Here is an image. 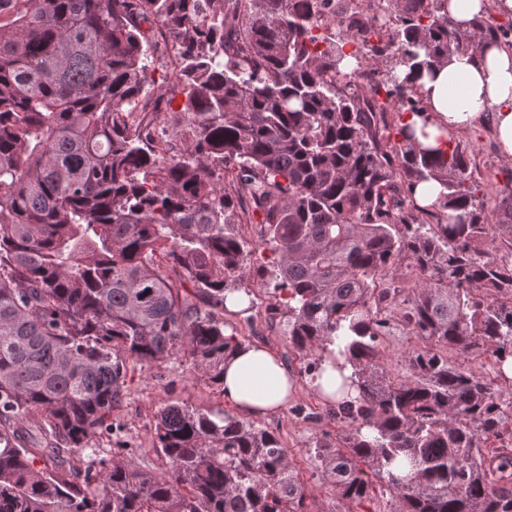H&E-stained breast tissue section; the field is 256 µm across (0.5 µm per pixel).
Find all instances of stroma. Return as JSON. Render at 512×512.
I'll return each instance as SVG.
<instances>
[{
	"instance_id": "1",
	"label": "stroma",
	"mask_w": 512,
	"mask_h": 512,
	"mask_svg": "<svg viewBox=\"0 0 512 512\" xmlns=\"http://www.w3.org/2000/svg\"><path fill=\"white\" fill-rule=\"evenodd\" d=\"M464 139L476 195L486 209H493L502 197L512 194V160L500 156L488 120L477 121L466 128ZM260 220L259 214H249L239 224L238 231L249 246L246 264L252 271L244 287L250 298L261 300L262 305L245 312H225L224 328L236 331L242 343L269 347L293 374L296 392L288 404L274 414L256 419L255 424L274 431L281 438L301 482L313 490L318 512H340V497L335 487L319 475L312 446L317 439L332 441L344 435L346 427L331 417L330 402L316 396L313 376L289 343L285 322L265 310L266 305L275 300V289L270 277L263 274L272 260V253L260 241ZM416 343V337L398 325L389 335L381 337L384 366L390 376L407 377L405 355ZM173 403H185L215 413L226 408L222 394L201 380L184 358H171L152 369L129 364L123 401L112 412L116 432L97 438V445L135 449L138 465L158 469L160 461L154 449L153 425L158 411Z\"/></svg>"
}]
</instances>
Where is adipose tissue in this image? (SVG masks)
Instances as JSON below:
<instances>
[{"instance_id": "ef3b65f1", "label": "adipose tissue", "mask_w": 512, "mask_h": 512, "mask_svg": "<svg viewBox=\"0 0 512 512\" xmlns=\"http://www.w3.org/2000/svg\"><path fill=\"white\" fill-rule=\"evenodd\" d=\"M418 83L436 116L431 136H438L440 126L468 127L486 116L501 156L512 158L511 47L499 41L475 55H454ZM293 385L292 375L266 346L239 345L224 359V400L238 411L253 416L275 413L287 404Z\"/></svg>"}]
</instances>
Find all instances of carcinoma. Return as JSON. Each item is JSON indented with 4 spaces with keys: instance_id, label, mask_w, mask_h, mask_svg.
Masks as SVG:
<instances>
[{
    "instance_id": "1",
    "label": "carcinoma",
    "mask_w": 512,
    "mask_h": 512,
    "mask_svg": "<svg viewBox=\"0 0 512 512\" xmlns=\"http://www.w3.org/2000/svg\"><path fill=\"white\" fill-rule=\"evenodd\" d=\"M147 22L177 50L155 98ZM510 37L487 17L460 33L442 0H0V512H314L279 437L228 412L160 410V471L89 443L129 361L181 354L221 387L244 279L230 168L290 344L316 370L338 340L353 368L358 397L331 412L350 432L314 448L342 507L374 500L369 468L399 512H512V450L483 451L501 395L448 361L486 354L502 375L512 356V255L494 246L512 195L485 211L459 131L418 140L434 115L411 81ZM177 92L178 149L155 135ZM429 180L443 191L421 205ZM394 323L421 340L406 380L380 362Z\"/></svg>"
}]
</instances>
